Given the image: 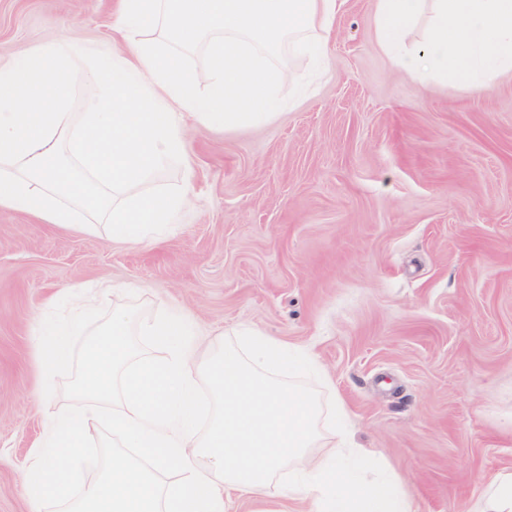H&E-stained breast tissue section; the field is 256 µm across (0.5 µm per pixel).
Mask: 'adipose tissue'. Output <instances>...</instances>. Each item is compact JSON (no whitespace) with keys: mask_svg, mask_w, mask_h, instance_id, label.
Segmentation results:
<instances>
[{"mask_svg":"<svg viewBox=\"0 0 512 512\" xmlns=\"http://www.w3.org/2000/svg\"><path fill=\"white\" fill-rule=\"evenodd\" d=\"M425 10V42L408 46ZM375 30L395 64L422 82L452 76L480 87L498 69L512 68V0H376ZM476 512H512V468L483 480Z\"/></svg>","mask_w":512,"mask_h":512,"instance_id":"ef3b65f1","label":"adipose tissue"}]
</instances>
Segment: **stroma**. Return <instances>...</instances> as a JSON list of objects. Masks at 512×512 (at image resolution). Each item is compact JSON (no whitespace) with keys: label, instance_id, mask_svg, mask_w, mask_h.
I'll list each match as a JSON object with an SVG mask.
<instances>
[{"label":"stroma","instance_id":"obj_1","mask_svg":"<svg viewBox=\"0 0 512 512\" xmlns=\"http://www.w3.org/2000/svg\"><path fill=\"white\" fill-rule=\"evenodd\" d=\"M114 0H0V61L37 41H111ZM375 0H347L304 93L247 127L186 120L193 176L169 235L136 246L0 212V512L48 411L34 327L67 288L93 305L178 307L216 351L250 324L304 346L399 473L417 512H473L512 465V72L479 88L424 85L374 33ZM130 283L127 295L106 293Z\"/></svg>","mask_w":512,"mask_h":512}]
</instances>
